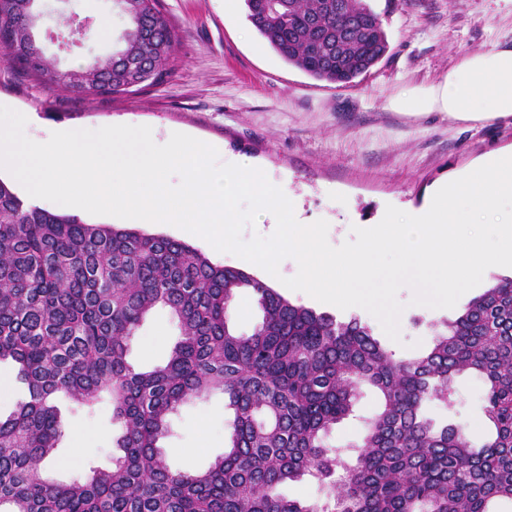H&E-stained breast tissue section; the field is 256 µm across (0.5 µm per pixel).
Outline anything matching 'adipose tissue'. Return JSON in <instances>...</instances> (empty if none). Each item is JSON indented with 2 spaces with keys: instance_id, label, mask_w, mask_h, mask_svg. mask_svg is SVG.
Wrapping results in <instances>:
<instances>
[{
  "instance_id": "1",
  "label": "adipose tissue",
  "mask_w": 512,
  "mask_h": 512,
  "mask_svg": "<svg viewBox=\"0 0 512 512\" xmlns=\"http://www.w3.org/2000/svg\"><path fill=\"white\" fill-rule=\"evenodd\" d=\"M389 106L471 121L512 116V44L495 43L462 57L442 79L391 98Z\"/></svg>"
}]
</instances>
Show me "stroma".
<instances>
[{
    "label": "stroma",
    "mask_w": 512,
    "mask_h": 512,
    "mask_svg": "<svg viewBox=\"0 0 512 512\" xmlns=\"http://www.w3.org/2000/svg\"><path fill=\"white\" fill-rule=\"evenodd\" d=\"M379 16L389 42L385 57L353 83L319 81L288 64L250 26L244 10L224 11V0H164L176 35V69L158 87L109 99L77 97L35 84L0 51V105L23 113L27 136L47 139L64 128L95 130L110 125H146L155 143L179 131L216 146L220 163L247 157L270 182L285 185L301 223L327 221L328 241L340 246L353 227H368L387 206L420 207L439 182L465 176L486 156L512 149V117L462 122L444 112H396L388 100L440 80L461 57L512 41V0H366ZM42 39L46 56L71 69L112 53L105 29L120 33L125 17L113 0H45ZM93 20L82 43L60 48L51 32H68L71 13ZM143 232L168 236L196 248L218 265L244 268L233 254H220L204 239L170 224H146ZM292 303L347 321L368 324L396 358L425 352L436 330L459 310L412 304L402 288L405 310L400 338L391 340L379 321L359 307L341 310L301 291L282 288ZM177 327L162 309L143 322L129 342V359L150 368L163 363ZM452 406H430L433 417L466 428L475 439L487 433L483 383L475 374L455 380ZM378 405L375 392L359 396L354 415L337 424L327 441L359 442L362 418ZM63 435L46 465L57 481L112 464V405L95 409L59 404ZM230 415L222 393L183 404L171 418L161 445L177 469H203L224 452Z\"/></svg>",
    "instance_id": "obj_1"
}]
</instances>
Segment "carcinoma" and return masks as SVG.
Returning <instances> with one entry per match:
<instances>
[{"label":"carcinoma","mask_w":512,"mask_h":512,"mask_svg":"<svg viewBox=\"0 0 512 512\" xmlns=\"http://www.w3.org/2000/svg\"><path fill=\"white\" fill-rule=\"evenodd\" d=\"M127 26L103 63L47 62L37 0H0V50L47 88L112 97L160 86L176 37L161 0H119ZM246 18L287 63L348 84L386 54L382 22L364 0H244ZM148 63L137 83L130 65ZM256 298L248 333L230 322L236 293ZM164 308L178 340L162 366L127 359L146 317ZM402 360L357 318L295 305L253 274L218 266L190 245L135 229L87 224L24 201L0 179V361L19 365L28 398L0 419V512H496L512 502V278L473 298ZM478 375L490 437L423 413L448 405L454 377ZM380 396L355 455L324 438L361 390ZM224 394L227 449L205 470H175L159 445L187 400ZM106 398L120 425L112 468L70 483L43 478L62 434L57 396ZM315 478L325 500L277 486Z\"/></svg>","instance_id":"obj_1"}]
</instances>
